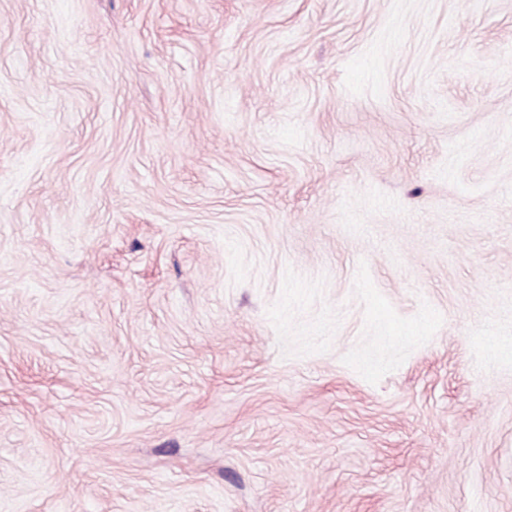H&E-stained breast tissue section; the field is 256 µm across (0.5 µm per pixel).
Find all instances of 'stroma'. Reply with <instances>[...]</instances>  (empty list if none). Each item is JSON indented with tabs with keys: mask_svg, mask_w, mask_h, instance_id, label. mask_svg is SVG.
<instances>
[{
	"mask_svg": "<svg viewBox=\"0 0 512 512\" xmlns=\"http://www.w3.org/2000/svg\"><path fill=\"white\" fill-rule=\"evenodd\" d=\"M0 512H512V0H0Z\"/></svg>",
	"mask_w": 512,
	"mask_h": 512,
	"instance_id": "35a3bbf8",
	"label": "stroma"
}]
</instances>
